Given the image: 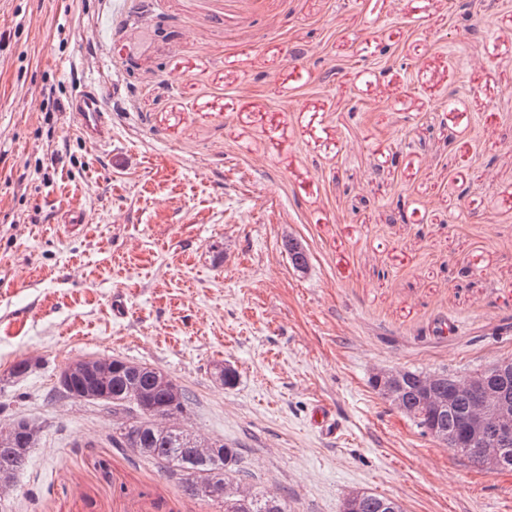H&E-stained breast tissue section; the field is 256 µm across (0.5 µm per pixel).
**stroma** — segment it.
<instances>
[{
  "mask_svg": "<svg viewBox=\"0 0 512 512\" xmlns=\"http://www.w3.org/2000/svg\"><path fill=\"white\" fill-rule=\"evenodd\" d=\"M99 77L95 143L70 101ZM110 357L294 512H512V471L370 383L512 358V0H0V397L41 428L13 512H215L54 395ZM361 495L357 492H352L349 494L343 504V511L344 512H381L379 511V501L381 500H391L398 503V506L400 508L399 512H403L404 509L402 505L395 499L389 498L386 496L378 495L375 493L370 492H363V498L361 500ZM361 502V504H360ZM360 504V507H359Z\"/></svg>",
  "mask_w": 512,
  "mask_h": 512,
  "instance_id": "stroma-1",
  "label": "stroma"
}]
</instances>
